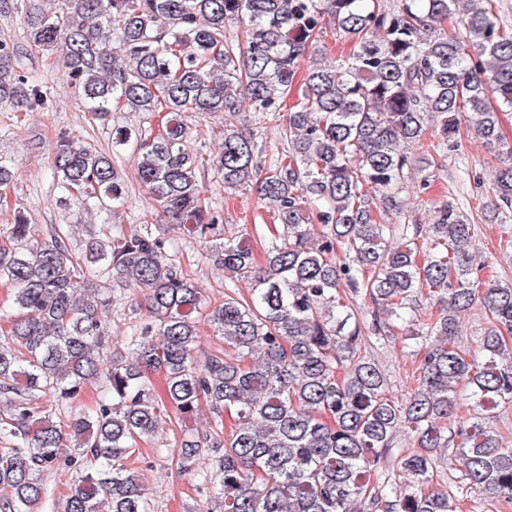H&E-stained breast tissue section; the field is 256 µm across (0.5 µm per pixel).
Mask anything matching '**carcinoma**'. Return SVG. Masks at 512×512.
Masks as SVG:
<instances>
[{"label":"carcinoma","mask_w":512,"mask_h":512,"mask_svg":"<svg viewBox=\"0 0 512 512\" xmlns=\"http://www.w3.org/2000/svg\"><path fill=\"white\" fill-rule=\"evenodd\" d=\"M327 16L354 51L310 66L283 119ZM453 18L459 28L448 34ZM233 23L242 34L230 37ZM26 33L32 46L59 52L95 119L123 110L144 123L117 132L110 154L61 137L51 168L60 201L77 198L99 216L119 211L124 179L112 156L130 150L141 187L185 236L207 238L218 217L188 146L200 131L185 114L221 112L213 166L224 192L259 185L282 231L262 267L246 236L215 247L225 291L212 305L147 224L93 228L81 249L62 225L35 238L13 209L0 224L12 309L0 315V512H34L44 473L59 469L76 473L60 512H100L104 501L108 512H154L130 464L167 406L181 430L172 472L191 476L222 512H453L451 492L432 488L444 450L457 493L512 503V447L486 425L512 403V285L475 286L478 228L455 199L437 203L430 224L390 222L404 210L398 193L415 171L413 150L445 168L462 147L463 120L501 152L493 209L512 217V144L500 125L512 111V27L495 0H66L31 10ZM16 56L1 36L0 108L36 112L42 81L20 73ZM245 103L277 122L282 150L266 163L253 134L233 124ZM240 281L257 287L244 296ZM132 294L146 314L117 343L105 314ZM420 294L435 304L421 321ZM477 304L489 327L467 353L457 336ZM202 324L224 348L199 351ZM366 339L398 340L420 357L406 401L362 353ZM92 379L104 388L97 405L61 416ZM462 398L472 413L452 422ZM203 406L213 415L204 433L193 425ZM400 432L412 451L397 450ZM207 455L210 467L199 468Z\"/></svg>","instance_id":"obj_1"}]
</instances>
